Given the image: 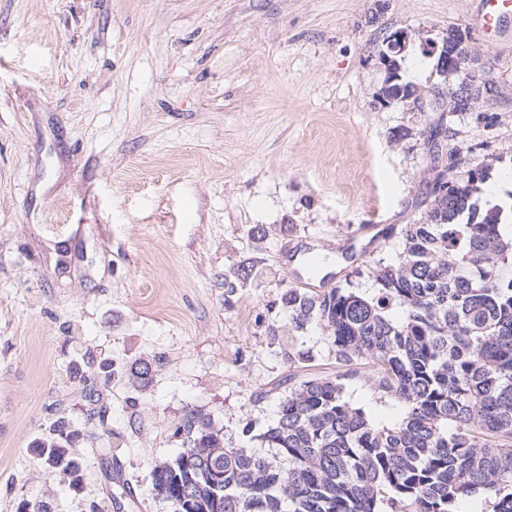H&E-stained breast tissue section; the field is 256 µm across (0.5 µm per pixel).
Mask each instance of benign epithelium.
Wrapping results in <instances>:
<instances>
[{"mask_svg":"<svg viewBox=\"0 0 512 512\" xmlns=\"http://www.w3.org/2000/svg\"><path fill=\"white\" fill-rule=\"evenodd\" d=\"M411 36L404 30L393 32L386 38V50L380 53L388 76L381 96L388 103L417 98V90L409 83L401 82L402 64L399 61ZM425 53L437 57L435 70L441 84L447 86L434 102L438 112L479 113L493 101L507 94L501 86L484 76L485 64L477 53L468 32L455 31L439 41L421 38Z\"/></svg>","mask_w":512,"mask_h":512,"instance_id":"benign-epithelium-1","label":"benign epithelium"}]
</instances>
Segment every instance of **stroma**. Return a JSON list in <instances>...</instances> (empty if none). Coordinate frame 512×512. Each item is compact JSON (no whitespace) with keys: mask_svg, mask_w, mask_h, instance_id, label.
I'll list each match as a JSON object with an SVG mask.
<instances>
[{"mask_svg":"<svg viewBox=\"0 0 512 512\" xmlns=\"http://www.w3.org/2000/svg\"><path fill=\"white\" fill-rule=\"evenodd\" d=\"M479 0H0V512H170L147 486L179 452L189 410L229 448L260 450L289 388L337 372L318 326L288 329L275 299L302 251L367 297L358 264L399 251L393 228L423 209L435 58L415 36L468 30L510 89L498 122L448 116L481 161L512 153V5L479 31ZM412 34L423 102L382 104L386 36ZM273 225L264 242L250 230ZM261 253L254 287L224 297V272ZM305 351L309 360L288 363ZM161 359L144 388L125 368ZM105 422L83 380L100 378ZM352 400L391 424L403 411L362 374ZM79 433V487L34 445L57 422Z\"/></svg>","mask_w":512,"mask_h":512,"instance_id":"1","label":"stroma"}]
</instances>
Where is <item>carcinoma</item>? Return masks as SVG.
Listing matches in <instances>:
<instances>
[{"mask_svg":"<svg viewBox=\"0 0 512 512\" xmlns=\"http://www.w3.org/2000/svg\"><path fill=\"white\" fill-rule=\"evenodd\" d=\"M448 133L444 114L429 129L426 206L394 231L402 251L355 270L378 284L365 297L333 285L318 294L286 288L289 329L318 323L336 365H370L374 391L403 408L376 422L346 392L345 375L313 376L280 400L275 423L254 436L268 448H227L211 420L188 411L174 435L182 450L154 465L150 492L171 512H458L483 495L490 512H512V238L508 215L482 204L496 168L512 155L440 158L432 134ZM254 255L224 273V299L257 280ZM161 363L135 362L147 385ZM78 437L61 424L36 445L44 464L73 487ZM112 512H125L128 487L112 477Z\"/></svg>","mask_w":512,"mask_h":512,"instance_id":"1","label":"carcinoma"}]
</instances>
